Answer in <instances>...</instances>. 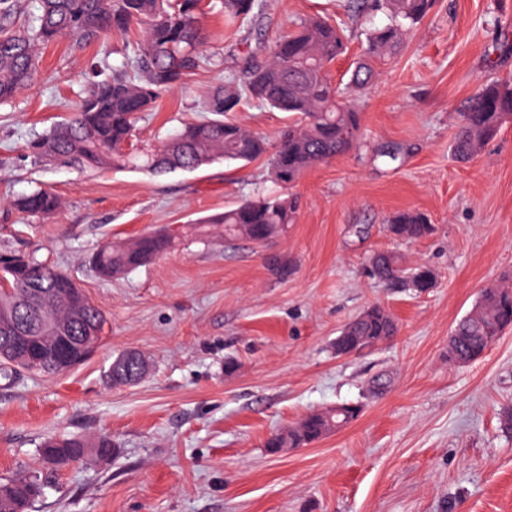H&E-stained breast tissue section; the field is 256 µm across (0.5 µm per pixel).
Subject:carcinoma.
Returning <instances> with one entry per match:
<instances>
[{"mask_svg": "<svg viewBox=\"0 0 512 512\" xmlns=\"http://www.w3.org/2000/svg\"><path fill=\"white\" fill-rule=\"evenodd\" d=\"M202 0H36L28 11L24 0H0V104L12 102L30 84L37 72L38 47L63 34L75 37L83 48L114 30L126 31L131 23L140 34L130 42L133 74L95 82L73 116L49 133L28 144L39 162L98 173L106 170L169 173L192 171L218 160L267 162L273 179L292 186L309 167L344 154L361 143V112L356 98L373 77L372 62L396 54L403 43L402 28L424 20L436 0H363L368 10H382L390 23L366 34L365 59L351 72L347 89L351 98L339 95L326 78V66L346 51L343 29L337 23L315 19L299 23L279 38L266 60L247 56L239 83L212 92L209 111L213 119L187 122L170 138L150 148L136 149L132 137L144 112L154 109L160 95L194 74L205 58L201 54L206 34L200 21ZM210 8L234 19L257 22L263 0H211ZM248 99L280 112L291 122L284 126L275 144L244 128L226 114ZM512 120V81L485 83L460 112V122L451 149L456 158L476 155ZM13 208L27 216H47L60 206L59 198L35 190L12 201ZM298 204L291 196L269 195L246 200L222 213L188 227L192 236L203 237L219 226L224 242L245 239L268 242L296 220ZM384 231L393 239L410 241L431 236L435 226L419 212L401 211L389 219ZM176 239L162 231H149L129 243H108L93 253L91 263L104 278L127 273L168 253ZM371 275L389 288H412L424 292L436 283L435 272L425 266L403 265L399 256L383 253L371 262ZM10 282V291L0 292V375L11 379L24 372L57 373L82 363L87 355L78 337L95 329L103 333L102 311L71 287V278L48 261L32 255H14L11 265L0 269ZM512 283L481 290L471 310L455 325L456 339L448 357L458 363L479 359L504 330L512 325ZM51 325L61 337L57 346L26 348L17 353L8 348L7 337L26 329L40 336ZM397 332L394 318L381 306L364 310L336 337V353L374 347ZM142 356L135 351L118 354L108 375L119 385H134L146 372ZM356 403H343L307 414L297 425L273 434L266 442L272 454L285 448H302L335 431L339 422L350 424L361 415ZM115 445L108 435L89 439L82 435L48 437L39 455L53 457L65 468L88 457L110 458ZM43 487L35 471L0 483V512H29Z\"/></svg>", "mask_w": 512, "mask_h": 512, "instance_id": "carcinoma-1", "label": "carcinoma"}]
</instances>
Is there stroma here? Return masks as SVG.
Listing matches in <instances>:
<instances>
[{
	"mask_svg": "<svg viewBox=\"0 0 512 512\" xmlns=\"http://www.w3.org/2000/svg\"><path fill=\"white\" fill-rule=\"evenodd\" d=\"M315 16L347 35L346 55L329 66L335 84L363 58L366 30L387 22L351 0H266L257 23L206 14V63L143 114L136 144L205 119L242 55L268 56L281 33ZM38 55L33 82L0 105V255L55 262L107 324L84 363L0 378V479L41 473L31 512H512V436L499 424L512 409V328L480 359L448 360V336L479 292L512 276V123L469 161L449 150L465 100L512 79V0H437L377 65L359 101L364 146L291 187L299 210L287 234L228 245L215 228L109 280L88 263L103 244L178 231L281 188L261 160L161 176L35 162L29 142L70 116L96 77L131 72L120 32L80 51L63 35ZM233 117L271 139L290 120L246 101ZM39 187L60 196L54 214L14 211L15 197ZM407 210L427 215L434 234L388 237V218ZM383 251L431 267L435 287L378 283L369 263ZM270 253L292 262L288 277L267 270ZM373 305L394 317L397 335L336 356L334 338ZM128 349L147 372L112 386L109 366ZM342 402L362 404L358 420L310 446L267 451L272 434ZM69 433L110 435L115 452L64 469L44 463L43 438Z\"/></svg>",
	"mask_w": 512,
	"mask_h": 512,
	"instance_id": "35a3bbf8",
	"label": "stroma"
}]
</instances>
